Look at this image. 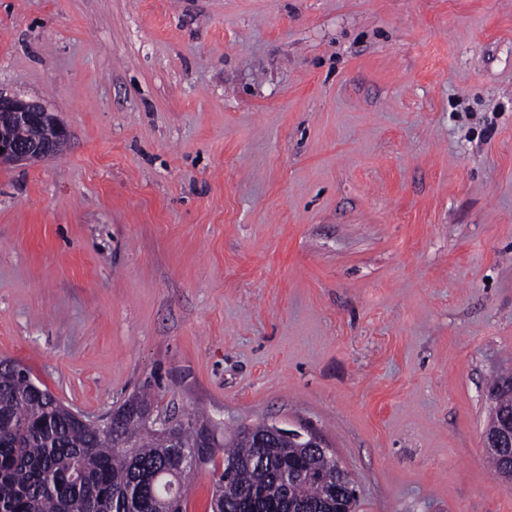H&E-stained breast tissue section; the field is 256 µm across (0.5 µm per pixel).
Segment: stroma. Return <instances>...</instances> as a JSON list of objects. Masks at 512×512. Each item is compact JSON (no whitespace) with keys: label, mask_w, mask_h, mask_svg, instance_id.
I'll return each mask as SVG.
<instances>
[{"label":"stroma","mask_w":512,"mask_h":512,"mask_svg":"<svg viewBox=\"0 0 512 512\" xmlns=\"http://www.w3.org/2000/svg\"><path fill=\"white\" fill-rule=\"evenodd\" d=\"M0 361L102 416L308 426L355 512H512V0H0ZM38 128H46L50 132L42 137L44 131ZM68 136L65 125L39 101L0 91V148H4L0 152V165L59 156ZM38 137L42 138L21 140ZM512 423L505 422V428L501 431L500 435L488 436L485 439V448L490 449L494 453L500 454L505 461L510 463L512 457Z\"/></svg>","instance_id":"1"}]
</instances>
